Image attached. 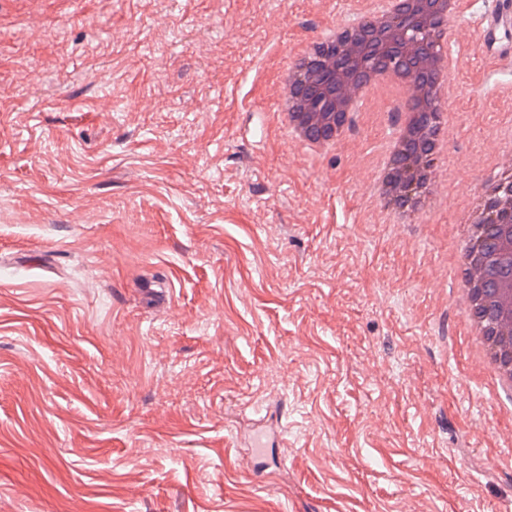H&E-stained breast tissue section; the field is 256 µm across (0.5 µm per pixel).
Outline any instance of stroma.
Listing matches in <instances>:
<instances>
[{
	"mask_svg": "<svg viewBox=\"0 0 512 512\" xmlns=\"http://www.w3.org/2000/svg\"><path fill=\"white\" fill-rule=\"evenodd\" d=\"M348 10L0 0V512H512V394L453 298L512 63L452 23L448 181L385 224L393 93L320 157L274 117V50ZM271 423L261 484L231 439Z\"/></svg>",
	"mask_w": 512,
	"mask_h": 512,
	"instance_id": "1",
	"label": "stroma"
}]
</instances>
